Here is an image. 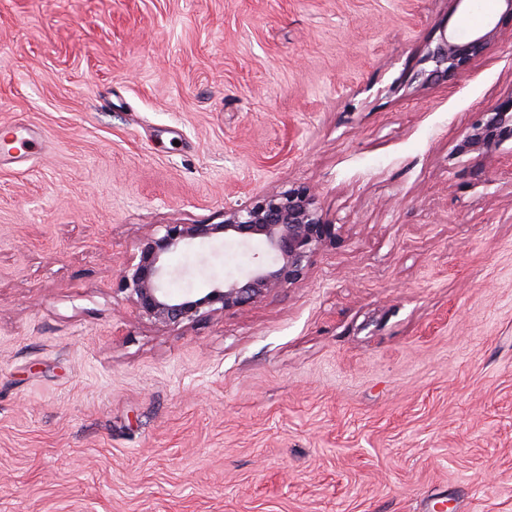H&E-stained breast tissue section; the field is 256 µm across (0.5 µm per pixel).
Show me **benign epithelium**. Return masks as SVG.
Wrapping results in <instances>:
<instances>
[{
	"label": "benign epithelium",
	"mask_w": 512,
	"mask_h": 512,
	"mask_svg": "<svg viewBox=\"0 0 512 512\" xmlns=\"http://www.w3.org/2000/svg\"><path fill=\"white\" fill-rule=\"evenodd\" d=\"M499 20L478 29L461 31L443 26L430 39L420 62L430 64L415 78L424 83L448 78L466 69L487 47L501 39L503 21L512 20V0H499ZM512 159V94L477 113L457 141L451 157ZM222 237L241 243L256 242L264 255L242 273L212 283L201 292L175 294L165 287L168 260L198 242ZM339 240L317 194L306 186L286 190L224 208L219 224H159L141 238L135 252L117 275L116 291L125 295L135 312L166 327L191 324L217 312L241 310L303 275L315 254Z\"/></svg>",
	"instance_id": "1"
}]
</instances>
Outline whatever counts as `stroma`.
Returning <instances> with one entry per match:
<instances>
[{"mask_svg":"<svg viewBox=\"0 0 512 512\" xmlns=\"http://www.w3.org/2000/svg\"><path fill=\"white\" fill-rule=\"evenodd\" d=\"M497 0H0V512H512V166L451 152ZM313 188L341 228L250 307L165 327L113 283L159 224ZM253 260L170 261L172 292ZM501 15L497 22L489 19L478 29L461 31L442 27L437 39H430L423 49L421 64H430V68H422L414 79L428 83L439 78H448L466 69L474 60L482 56L487 47L502 37L504 20L512 22V0H499ZM12 138H9V136ZM19 142V155L15 157L19 162L26 161L29 157L41 153L46 148V141L42 136L18 138L16 126H9L2 135V143L10 144Z\"/></svg>","mask_w":512,"mask_h":512,"instance_id":"35a3bbf8","label":"stroma"}]
</instances>
